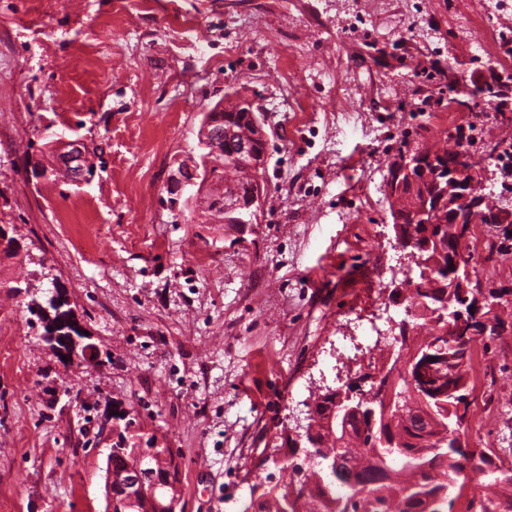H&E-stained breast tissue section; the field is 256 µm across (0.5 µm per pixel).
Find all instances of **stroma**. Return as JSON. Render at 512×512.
<instances>
[{
    "instance_id": "1",
    "label": "stroma",
    "mask_w": 512,
    "mask_h": 512,
    "mask_svg": "<svg viewBox=\"0 0 512 512\" xmlns=\"http://www.w3.org/2000/svg\"><path fill=\"white\" fill-rule=\"evenodd\" d=\"M512 0H0V512H103L113 430L180 463L177 512H242L289 415L355 344L402 320L410 290L384 185L402 142L481 157L512 112L460 111L462 86L512 70ZM241 93L268 135L255 224L189 200L205 112ZM88 182L38 177L58 139ZM468 253L512 289L489 224ZM61 290L98 353L62 360L28 310ZM471 450L512 465V325L472 343ZM57 159L76 168L78 181H85L87 176L88 157L86 151L76 141L58 142L55 144ZM74 164V166L72 165Z\"/></svg>"
}]
</instances>
